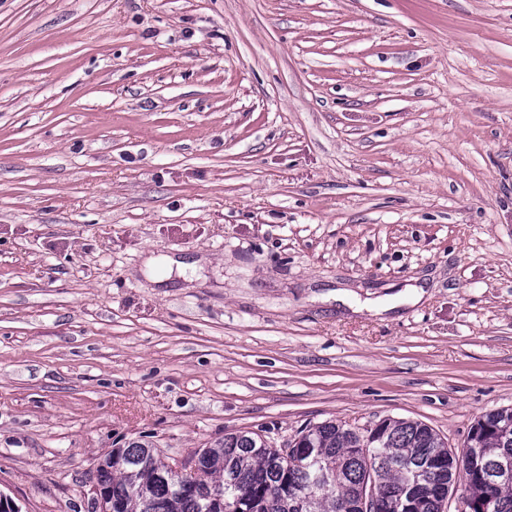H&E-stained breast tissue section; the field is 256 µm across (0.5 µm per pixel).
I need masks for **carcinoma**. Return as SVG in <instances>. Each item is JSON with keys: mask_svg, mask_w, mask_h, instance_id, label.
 Returning <instances> with one entry per match:
<instances>
[{"mask_svg": "<svg viewBox=\"0 0 512 512\" xmlns=\"http://www.w3.org/2000/svg\"><path fill=\"white\" fill-rule=\"evenodd\" d=\"M284 449L251 431L227 433L196 452L194 477L172 475L147 443L117 448L95 481L112 512H359L364 484L378 490L376 512H440L463 497L474 512H512V407L478 417L456 452L421 421L384 419L375 429L333 420L307 425Z\"/></svg>", "mask_w": 512, "mask_h": 512, "instance_id": "cac0c4a2", "label": "carcinoma"}]
</instances>
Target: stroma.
<instances>
[{
    "label": "stroma",
    "instance_id": "obj_1",
    "mask_svg": "<svg viewBox=\"0 0 512 512\" xmlns=\"http://www.w3.org/2000/svg\"><path fill=\"white\" fill-rule=\"evenodd\" d=\"M507 406L512 0H0L23 512H94L131 442L404 418L457 451Z\"/></svg>",
    "mask_w": 512,
    "mask_h": 512
}]
</instances>
